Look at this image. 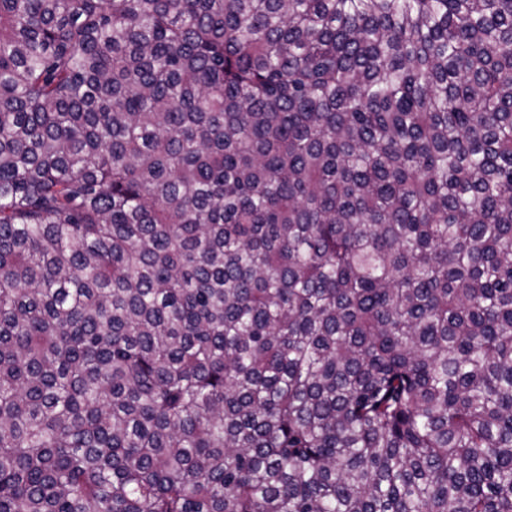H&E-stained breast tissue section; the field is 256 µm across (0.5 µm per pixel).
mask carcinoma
Instances as JSON below:
<instances>
[{
	"label": "carcinoma",
	"instance_id": "cac0c4a2",
	"mask_svg": "<svg viewBox=\"0 0 512 512\" xmlns=\"http://www.w3.org/2000/svg\"><path fill=\"white\" fill-rule=\"evenodd\" d=\"M0 512H512V0H0Z\"/></svg>",
	"mask_w": 512,
	"mask_h": 512
}]
</instances>
